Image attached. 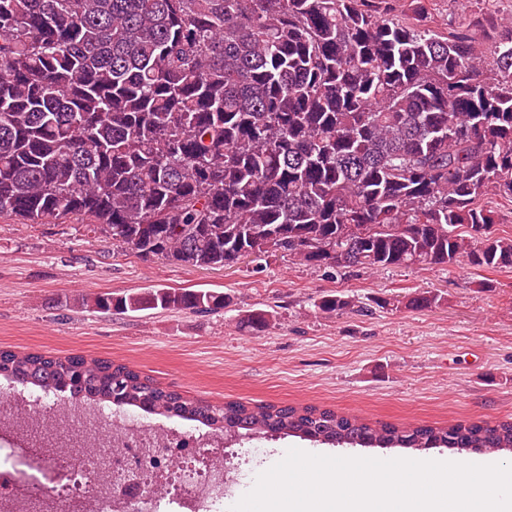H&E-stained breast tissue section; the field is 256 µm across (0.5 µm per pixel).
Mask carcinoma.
Segmentation results:
<instances>
[{
    "label": "carcinoma",
    "instance_id": "cac0c4a2",
    "mask_svg": "<svg viewBox=\"0 0 512 512\" xmlns=\"http://www.w3.org/2000/svg\"><path fill=\"white\" fill-rule=\"evenodd\" d=\"M390 0H0V216L88 223L197 268L281 251L312 266L512 269V24L447 33ZM341 247L337 256L330 250ZM100 312L222 310L155 288ZM323 312L369 308L324 295ZM0 377L224 437L512 453V421L372 424L317 406L206 404L125 365L0 351ZM482 205L494 213L496 224H493V234L496 236H512V199L488 195L481 200Z\"/></svg>",
    "mask_w": 512,
    "mask_h": 512
}]
</instances>
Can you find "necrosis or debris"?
Wrapping results in <instances>:
<instances>
[{"label": "necrosis or debris", "instance_id": "necrosis-or-debris-1", "mask_svg": "<svg viewBox=\"0 0 512 512\" xmlns=\"http://www.w3.org/2000/svg\"><path fill=\"white\" fill-rule=\"evenodd\" d=\"M25 403L65 420L87 445L64 468L52 447L0 431V512H223L225 471L206 461L196 437L126 421L121 438L103 443L98 429L48 395H28Z\"/></svg>", "mask_w": 512, "mask_h": 512}]
</instances>
